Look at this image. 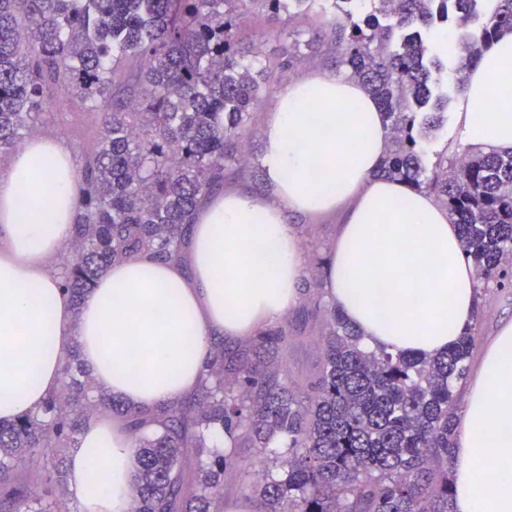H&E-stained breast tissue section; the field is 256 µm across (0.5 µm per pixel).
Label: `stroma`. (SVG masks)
<instances>
[{
	"label": "stroma",
	"instance_id": "1",
	"mask_svg": "<svg viewBox=\"0 0 512 512\" xmlns=\"http://www.w3.org/2000/svg\"><path fill=\"white\" fill-rule=\"evenodd\" d=\"M443 70L433 72L431 86L434 91L448 95V107L442 122L433 128L416 126L415 134L424 153L425 163H432L445 150H460L466 145L452 116L456 110L458 93L447 82V72L456 63L455 49L442 52ZM330 64L316 60L294 65L285 79L271 80L262 94L261 101L250 122L248 151L251 160H258L262 151L260 131L266 120L277 91L284 80L298 78L305 73L329 70ZM36 133L53 135L65 141L76 160H83L86 153L95 149L100 137L101 116L90 110L80 99L62 93L48 94L34 122ZM340 218L335 214L294 218V227L304 245L308 270L301 284L300 299L282 318L281 324L288 330L287 340L281 344L277 357L284 370L281 379L285 383L300 385L318 368L323 356V317L315 305V298L325 291L322 259L327 258L336 241ZM512 321V282L491 289L480 299L475 326V342L469 361L471 372H478L483 351L494 339L499 327Z\"/></svg>",
	"mask_w": 512,
	"mask_h": 512
}]
</instances>
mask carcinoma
<instances>
[{"instance_id":"carcinoma-1","label":"carcinoma","mask_w":512,"mask_h":512,"mask_svg":"<svg viewBox=\"0 0 512 512\" xmlns=\"http://www.w3.org/2000/svg\"><path fill=\"white\" fill-rule=\"evenodd\" d=\"M317 2L0 0V154L32 132L52 91L102 115L60 272L74 307L115 261L179 256L201 201L226 177L246 176L252 111L304 49L347 72L384 112L388 150L376 176L439 199L481 288L501 286L512 268V152H444L426 173L414 130L432 99L431 46L418 36L393 39L416 23L451 16L464 26L483 13L451 72L461 92L481 50L512 31V0H378L382 8L364 18L359 0H337V15L305 43L294 39L276 65L260 64L254 42L240 34L241 17H265L264 35L279 38L299 16H322ZM323 316V359L304 387L282 383L272 359L220 349L187 404L124 409L139 444L134 512H220L224 474L249 467L237 449L272 446L245 488L257 512H453L454 387L466 377L473 328L445 353L406 356L364 350L331 302ZM287 337L281 326L264 329L253 347L268 352ZM101 409L118 407L68 364L41 412L0 426V512H62L63 495L40 493L11 470L33 459L44 485H63L66 449ZM150 423L159 429L143 433ZM217 428L232 441L228 453L209 446ZM186 448L205 461L191 483Z\"/></svg>"}]
</instances>
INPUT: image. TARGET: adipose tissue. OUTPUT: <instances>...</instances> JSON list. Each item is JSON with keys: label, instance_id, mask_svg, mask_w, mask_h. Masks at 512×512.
<instances>
[{"label": "adipose tissue", "instance_id": "adipose-tissue-1", "mask_svg": "<svg viewBox=\"0 0 512 512\" xmlns=\"http://www.w3.org/2000/svg\"><path fill=\"white\" fill-rule=\"evenodd\" d=\"M455 120L474 149H512V33L481 52ZM262 142L263 194L213 197L177 260L117 263L78 309L50 270L72 239L77 163L47 135L12 157L0 172V425L42 410L75 349L95 383L131 407L193 394L214 339H248L297 303L306 259L293 214L345 208L326 288L364 349L433 355L454 345L474 322L475 269L432 195L376 177L388 134L375 100L344 76L291 80ZM135 455L122 418L84 423L67 485L81 512H131ZM454 455L455 512H512V322L467 388Z\"/></svg>", "mask_w": 512, "mask_h": 512}]
</instances>
